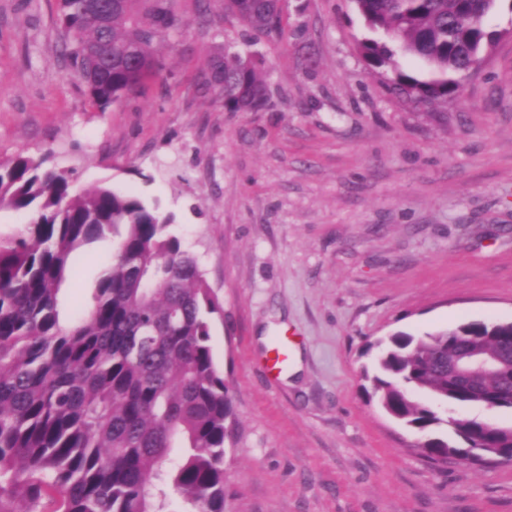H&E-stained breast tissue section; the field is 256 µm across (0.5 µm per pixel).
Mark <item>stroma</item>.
Returning a JSON list of instances; mask_svg holds the SVG:
<instances>
[{"instance_id":"stroma-1","label":"stroma","mask_w":512,"mask_h":512,"mask_svg":"<svg viewBox=\"0 0 512 512\" xmlns=\"http://www.w3.org/2000/svg\"><path fill=\"white\" fill-rule=\"evenodd\" d=\"M184 22L148 79L91 106L63 55L58 0H0V161L24 151L173 213L220 311L234 425L224 512H512V463H435L367 400L370 343L512 321V0L460 97L417 107L360 54L353 0H285L288 36L247 44L223 0ZM249 45L270 104L228 112L200 86L213 45ZM116 248L86 250L61 317L86 307ZM292 343L286 373L265 352Z\"/></svg>"}]
</instances>
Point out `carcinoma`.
Here are the masks:
<instances>
[{"instance_id": "1", "label": "carcinoma", "mask_w": 512, "mask_h": 512, "mask_svg": "<svg viewBox=\"0 0 512 512\" xmlns=\"http://www.w3.org/2000/svg\"><path fill=\"white\" fill-rule=\"evenodd\" d=\"M65 54L91 104L105 110L161 76L160 45L183 20L172 0H58ZM498 0H354L366 28L360 52L385 70L402 100L433 106L458 97L463 80L500 33L487 19ZM255 33L288 36L282 0H224ZM422 60L419 78L396 57ZM202 88L226 112L268 102L255 58L233 43L212 48ZM71 169L20 152L0 162V212L24 211L16 237L0 239V512H163L175 492L191 512H224V457L233 410L212 346L219 305L197 258L170 233L175 218L140 196L78 190ZM117 239L90 304L61 321L60 293L78 253ZM503 357L500 369L461 387L450 368L466 349ZM365 374L382 409L426 441L433 462H479L485 448L512 460V426L463 419L437 407L480 402L512 409V322H468L422 336L398 332ZM425 394L423 402L417 395ZM446 427L452 438L436 434ZM181 439L185 453L162 470Z\"/></svg>"}]
</instances>
